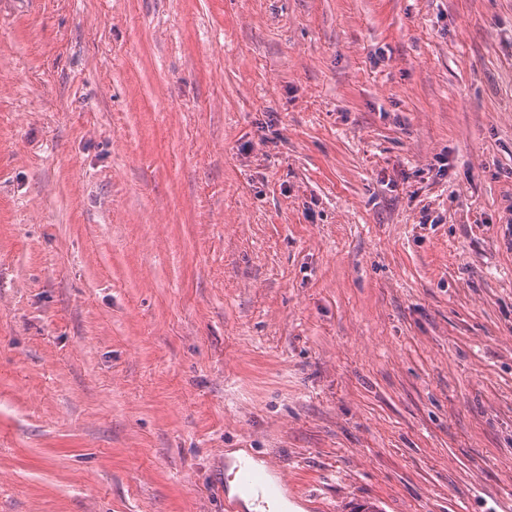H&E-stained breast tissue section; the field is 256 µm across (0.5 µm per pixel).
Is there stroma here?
Here are the masks:
<instances>
[{
  "instance_id": "1",
  "label": "stroma",
  "mask_w": 512,
  "mask_h": 512,
  "mask_svg": "<svg viewBox=\"0 0 512 512\" xmlns=\"http://www.w3.org/2000/svg\"><path fill=\"white\" fill-rule=\"evenodd\" d=\"M512 512V0H0V512ZM232 475L243 488L256 494L257 502L264 510L257 512H275L271 506L276 499V491L259 473L243 463L235 468Z\"/></svg>"
}]
</instances>
